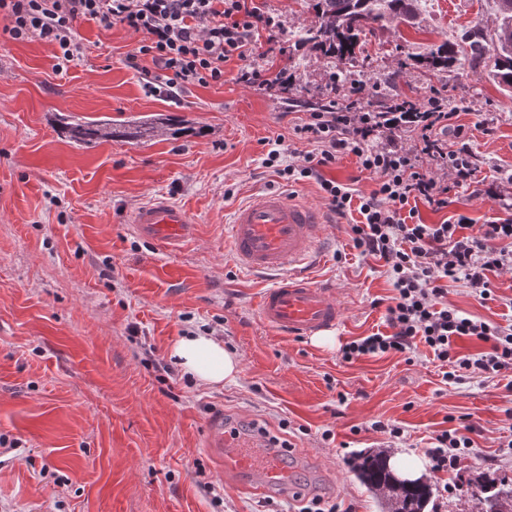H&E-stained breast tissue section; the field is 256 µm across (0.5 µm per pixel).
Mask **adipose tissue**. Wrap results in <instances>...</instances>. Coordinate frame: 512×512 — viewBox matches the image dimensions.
Instances as JSON below:
<instances>
[{
	"mask_svg": "<svg viewBox=\"0 0 512 512\" xmlns=\"http://www.w3.org/2000/svg\"><path fill=\"white\" fill-rule=\"evenodd\" d=\"M171 355L183 372L205 385L233 381L240 371L236 356L227 351L223 341L215 336L196 334L180 337L173 345Z\"/></svg>",
	"mask_w": 512,
	"mask_h": 512,
	"instance_id": "obj_1",
	"label": "adipose tissue"
}]
</instances>
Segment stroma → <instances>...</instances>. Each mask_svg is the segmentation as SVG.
I'll list each match as a JSON object with an SVG mask.
<instances>
[{
  "instance_id": "35a3bbf8",
  "label": "stroma",
  "mask_w": 512,
  "mask_h": 512,
  "mask_svg": "<svg viewBox=\"0 0 512 512\" xmlns=\"http://www.w3.org/2000/svg\"><path fill=\"white\" fill-rule=\"evenodd\" d=\"M262 15L290 31L315 21L309 0H255ZM494 0H421L415 26L385 25L364 35L355 83L377 112L395 97L421 99L444 89L479 170L448 208L419 204L425 224L463 214L484 223L512 204V94L488 77L492 55L456 61L432 75L419 59L428 45L492 33ZM84 51L65 73L52 45L0 37V512H287L322 495L381 512L349 466L369 449L426 453L441 430L472 426L474 457L451 472H425L434 493L425 512H474L467 493L477 475L512 477V373L491 380L443 382L425 347L405 357L343 362L339 347L384 330L382 298L392 287L379 262L361 257L315 183H291L262 165L266 141L306 151L292 129L348 86L330 88L334 64L292 40L255 32L262 68L287 66L280 94L237 83L228 62L223 83L193 87L171 100L144 88L125 62L138 37L122 26L76 24ZM166 113L202 127L198 136L139 143L109 140L91 148L59 130L62 116L123 121ZM493 134L477 129L479 114ZM292 193L324 213L330 246L312 274L335 284L344 308L335 344L291 338L263 325L256 299L271 278L250 275L224 238L237 206L267 189ZM163 198L195 224L192 238L164 246L138 235L132 217ZM496 300L479 301L459 283L448 302L499 325L512 323V273L493 280ZM221 337L240 360L236 379L192 380L170 351L183 336ZM241 430L291 426L296 448L286 463L301 498H259L226 482L224 464L205 448L209 423ZM404 428L389 444L373 421ZM330 440H323V431ZM215 486L216 497L201 490ZM456 485L441 497L443 484Z\"/></svg>"
}]
</instances>
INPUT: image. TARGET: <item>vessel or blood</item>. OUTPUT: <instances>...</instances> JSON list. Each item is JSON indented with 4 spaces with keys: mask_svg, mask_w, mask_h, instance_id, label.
Masks as SVG:
<instances>
[{
    "mask_svg": "<svg viewBox=\"0 0 512 512\" xmlns=\"http://www.w3.org/2000/svg\"><path fill=\"white\" fill-rule=\"evenodd\" d=\"M134 230L142 237L172 244L189 238L194 225L187 212L159 199L136 211ZM325 226L320 214L282 191L261 192L243 203L226 227V240L242 270L272 275L276 282L258 297L259 320L295 337L323 336L337 328L343 307L329 284L309 273L321 255ZM210 446L224 457V477L260 497H287L297 484L283 462V449H267L223 423L210 431Z\"/></svg>",
    "mask_w": 512,
    "mask_h": 512,
    "instance_id": "obj_1",
    "label": "vessel or blood"
}]
</instances>
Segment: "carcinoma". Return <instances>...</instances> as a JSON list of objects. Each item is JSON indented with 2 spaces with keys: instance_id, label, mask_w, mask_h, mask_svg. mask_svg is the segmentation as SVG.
Returning <instances> with one entry per match:
<instances>
[{
  "instance_id": "cac0c4a2",
  "label": "carcinoma",
  "mask_w": 512,
  "mask_h": 512,
  "mask_svg": "<svg viewBox=\"0 0 512 512\" xmlns=\"http://www.w3.org/2000/svg\"><path fill=\"white\" fill-rule=\"evenodd\" d=\"M315 23L302 28L297 42L308 44L325 58L341 62L352 60L359 50V36L368 27L396 21L413 24L418 17L419 0H311ZM498 24L488 36L478 29L469 35L467 47L456 48L444 41L433 46L425 60L430 68L442 70L458 57L471 62L493 53L492 79L512 92V0H496ZM196 133L185 120L166 114L141 116L130 120L110 119L62 122V133L78 146L89 147L114 138L141 141ZM355 470L369 489L384 501L385 512H423L433 489L421 480L403 483L394 478L389 455L366 451L359 455ZM476 512H512V481L499 483L475 480L469 484Z\"/></svg>"
}]
</instances>
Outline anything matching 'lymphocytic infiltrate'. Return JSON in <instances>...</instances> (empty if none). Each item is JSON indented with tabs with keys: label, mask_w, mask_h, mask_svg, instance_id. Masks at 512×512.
<instances>
[{
	"label": "lymphocytic infiltrate",
	"mask_w": 512,
	"mask_h": 512,
	"mask_svg": "<svg viewBox=\"0 0 512 512\" xmlns=\"http://www.w3.org/2000/svg\"><path fill=\"white\" fill-rule=\"evenodd\" d=\"M95 21L103 29L119 25L138 34L127 54L145 88L176 96L194 86L220 84L224 67L237 61L236 82L267 85L253 56V33L261 21L252 0H0V31L13 42L40 40L54 46V69L68 70L83 53L75 25ZM150 66H143V59ZM454 115L438 91L422 101L391 100L368 112L352 98L334 99L323 111L308 113L294 128L309 144L303 164L287 162L284 149L271 148L262 160L281 178L312 181L331 211L360 218L346 228L355 249L383 263L394 294L385 308L389 333L346 343L341 357L352 362L424 346L447 364L443 379L467 375L495 378L512 372V324L470 318L448 304V283H460L479 300L493 299L492 275L512 271V216L472 223L416 221L417 203L434 210L448 205L452 188L474 179L478 170L466 147L445 143L441 133ZM344 155L375 178L366 195L325 178L323 170ZM488 343V350L464 354L462 338ZM427 453L433 472L455 469L473 453L471 438L458 430L437 433Z\"/></svg>",
	"instance_id": "lymphocytic-infiltrate-1"
}]
</instances>
